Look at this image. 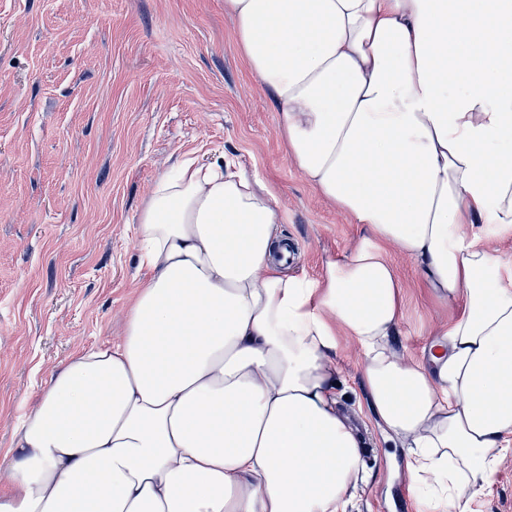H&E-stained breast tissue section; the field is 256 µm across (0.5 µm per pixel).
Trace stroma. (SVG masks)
Here are the masks:
<instances>
[{
	"mask_svg": "<svg viewBox=\"0 0 512 512\" xmlns=\"http://www.w3.org/2000/svg\"><path fill=\"white\" fill-rule=\"evenodd\" d=\"M280 114L239 55L224 0H0V450L52 368L121 335L142 277L132 227L160 175L233 156L261 178L294 245L289 273L315 277L361 231L285 154ZM404 283L393 350L420 360L451 318L393 255ZM339 407L364 470L347 512H403L404 442L370 411L362 354L342 338ZM474 508L512 512V451Z\"/></svg>",
	"mask_w": 512,
	"mask_h": 512,
	"instance_id": "obj_1",
	"label": "stroma"
}]
</instances>
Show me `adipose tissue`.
Wrapping results in <instances>:
<instances>
[{
	"instance_id": "obj_1",
	"label": "adipose tissue",
	"mask_w": 512,
	"mask_h": 512,
	"mask_svg": "<svg viewBox=\"0 0 512 512\" xmlns=\"http://www.w3.org/2000/svg\"><path fill=\"white\" fill-rule=\"evenodd\" d=\"M288 158L364 233L285 271L269 186L221 155L162 177L116 340L56 367L0 455V512H346L363 441L335 357L408 440L425 512H472L512 447V0H224ZM413 264L459 305L419 362L391 348Z\"/></svg>"
}]
</instances>
